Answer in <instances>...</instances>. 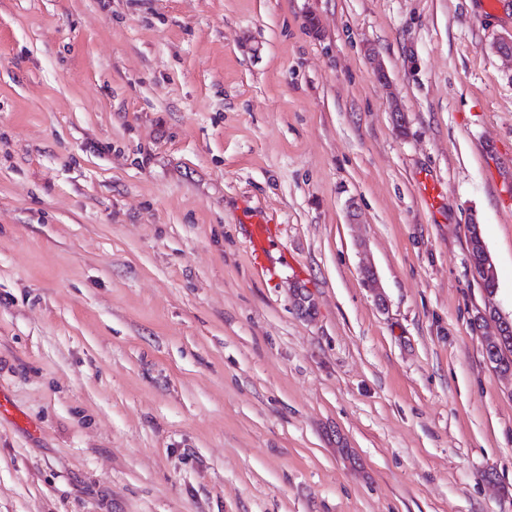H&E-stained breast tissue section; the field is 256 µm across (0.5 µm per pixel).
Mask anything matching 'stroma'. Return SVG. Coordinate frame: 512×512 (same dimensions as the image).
Segmentation results:
<instances>
[{
  "instance_id": "35a3bbf8",
  "label": "stroma",
  "mask_w": 512,
  "mask_h": 512,
  "mask_svg": "<svg viewBox=\"0 0 512 512\" xmlns=\"http://www.w3.org/2000/svg\"><path fill=\"white\" fill-rule=\"evenodd\" d=\"M510 31L512 0H0V512H512L473 327L512 319ZM482 250V259L480 262V265L478 267H471L475 277L482 283L483 281H486L482 284L483 289L486 293L489 295L493 294L496 287V282H490L487 280H495L496 281V271L495 267L493 265V262L485 248V245L483 243V240L481 239L479 235V243L477 245Z\"/></svg>"
}]
</instances>
